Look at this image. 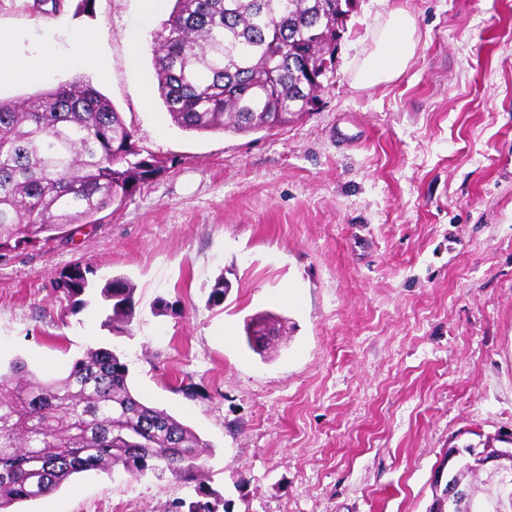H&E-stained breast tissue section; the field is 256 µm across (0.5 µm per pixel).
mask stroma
<instances>
[{
  "instance_id": "obj_1",
  "label": "stroma",
  "mask_w": 512,
  "mask_h": 512,
  "mask_svg": "<svg viewBox=\"0 0 512 512\" xmlns=\"http://www.w3.org/2000/svg\"><path fill=\"white\" fill-rule=\"evenodd\" d=\"M0 0V33L60 56L92 36L83 77L139 145L172 165L71 238L0 256V367L65 377L109 348L133 390L207 444L206 486L225 512H428L449 447L512 433V0H359L317 111L271 132L197 134L171 122L152 65L163 0ZM396 8L419 48L395 81L354 82V62ZM91 287L72 307L73 264ZM135 287L125 332L101 287ZM230 288L208 302L217 277ZM283 317L261 351L246 319ZM192 386L194 396L183 393ZM171 475H74L14 512H168L197 500ZM87 273L89 271L86 268H82L80 264H75L60 277L58 286L64 295L72 301L73 307L83 304V300L78 297L90 288Z\"/></svg>"
}]
</instances>
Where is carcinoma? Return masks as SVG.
<instances>
[{"mask_svg":"<svg viewBox=\"0 0 512 512\" xmlns=\"http://www.w3.org/2000/svg\"><path fill=\"white\" fill-rule=\"evenodd\" d=\"M355 2L175 0L152 49L166 112L196 133H257L300 120L335 72L337 41ZM164 168L111 101L80 77L1 100L0 252L99 223V213ZM87 273L75 264L60 277L74 306L90 288ZM133 293L117 276L101 288L112 323L130 322ZM206 448L188 426L131 391L128 367L111 349L88 350L62 379L44 380L19 361L0 373V512L90 470L198 479ZM459 478L466 497L452 512L489 501L498 481L476 459Z\"/></svg>","mask_w":512,"mask_h":512,"instance_id":"obj_1","label":"carcinoma"}]
</instances>
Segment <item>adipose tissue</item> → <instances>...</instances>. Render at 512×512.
I'll return each instance as SVG.
<instances>
[{
	"instance_id": "obj_1",
	"label": "adipose tissue",
	"mask_w": 512,
	"mask_h": 512,
	"mask_svg": "<svg viewBox=\"0 0 512 512\" xmlns=\"http://www.w3.org/2000/svg\"><path fill=\"white\" fill-rule=\"evenodd\" d=\"M418 43L414 17L401 9L390 12L375 28L370 48L355 64L356 85L371 88L396 80L414 58ZM58 64V59L44 51L16 64L12 41L0 36V78L39 81Z\"/></svg>"
}]
</instances>
